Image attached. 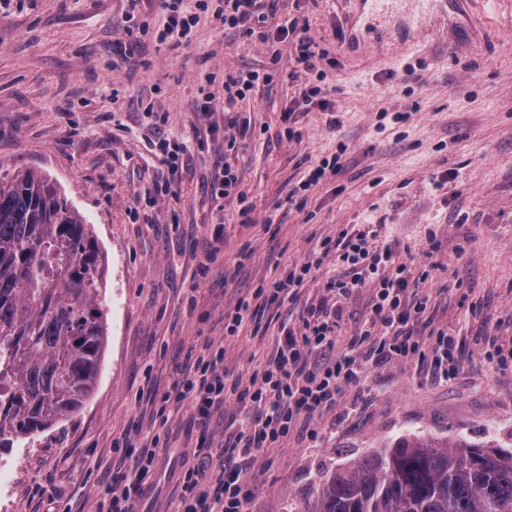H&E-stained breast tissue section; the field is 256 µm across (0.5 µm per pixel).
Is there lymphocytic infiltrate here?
<instances>
[{
	"label": "lymphocytic infiltrate",
	"mask_w": 512,
	"mask_h": 512,
	"mask_svg": "<svg viewBox=\"0 0 512 512\" xmlns=\"http://www.w3.org/2000/svg\"><path fill=\"white\" fill-rule=\"evenodd\" d=\"M185 2L160 0L163 22L156 30L158 42L189 44L197 11L209 9L222 24L241 29L244 35L263 42L270 39L261 0H194L191 9ZM267 79V74L257 71L225 75L228 128L247 133L250 122L241 119L234 107ZM321 246L324 252H335L337 264L347 267L349 273L330 282L329 288L336 296L334 303L310 308L299 326L281 328L273 361L255 375L248 393L251 424L230 437L224 445L225 454L247 461L258 449L275 447L299 423L334 408L345 385L359 380L368 367L382 361L416 357L443 379L454 376L459 368L461 347L457 336L442 329L420 334L417 324L427 302L410 300L409 270L390 246L370 243L366 233L345 229L336 238L324 239ZM365 286L371 289V316L350 336L345 351L337 352L342 301ZM223 365V351L197 355L190 370L164 394V401L190 404L198 423H206L229 393ZM154 463V450H138L132 470L117 471L99 490L98 512H134ZM240 474L239 467H232L214 483L203 470H193L180 485L178 512H210L213 502L221 504L224 512H242L248 492Z\"/></svg>",
	"instance_id": "f902f5d3"
}]
</instances>
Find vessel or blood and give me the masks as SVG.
Listing matches in <instances>:
<instances>
[{"label":"vessel or blood","mask_w":512,"mask_h":512,"mask_svg":"<svg viewBox=\"0 0 512 512\" xmlns=\"http://www.w3.org/2000/svg\"><path fill=\"white\" fill-rule=\"evenodd\" d=\"M438 0H359L365 28L386 29L398 24L405 34L423 36L434 18Z\"/></svg>","instance_id":"vessel-or-blood-1"}]
</instances>
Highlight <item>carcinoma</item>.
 <instances>
[{"mask_svg":"<svg viewBox=\"0 0 512 512\" xmlns=\"http://www.w3.org/2000/svg\"><path fill=\"white\" fill-rule=\"evenodd\" d=\"M105 273L89 225L47 177H0V449L92 395ZM307 512H512V453L401 437L326 475Z\"/></svg>","mask_w":512,"mask_h":512,"instance_id":"1","label":"carcinoma"}]
</instances>
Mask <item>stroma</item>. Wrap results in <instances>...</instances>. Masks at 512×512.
Masks as SVG:
<instances>
[{"instance_id": "1", "label": "stroma", "mask_w": 512, "mask_h": 512, "mask_svg": "<svg viewBox=\"0 0 512 512\" xmlns=\"http://www.w3.org/2000/svg\"><path fill=\"white\" fill-rule=\"evenodd\" d=\"M267 26L305 25L320 75L295 67L299 37L262 43L201 13L190 44L167 47L153 31L158 0H0V176L33 169L91 224L107 260L108 341L83 408L0 452L7 512H97L96 491L129 439H158V463L136 512H174L179 478L205 464L218 477L217 445L236 398L207 425L192 408L163 404L189 350H224V375L246 391L270 361L282 324L299 325L329 301L342 274L320 244L340 230L375 234L427 298L423 320L458 334L454 378L417 360L392 361L347 385L336 408L257 451L245 477V512H306L313 487L334 469L407 435L463 436L512 451V361H488L493 336L512 351V0H473L449 13L448 40L403 44L376 31L340 48L355 0H265ZM270 74L236 110L250 119L228 147L224 110L202 113L205 74L222 96L228 73ZM321 86L328 109L303 100ZM302 134L288 141L287 127ZM186 138L175 195L142 197L168 172L148 149L156 136ZM342 155L340 173L302 188L308 170ZM231 165L239 194L211 190ZM304 206H296L294 197ZM223 233H216V226ZM311 263L294 299L267 304L258 289ZM251 310L234 337L224 314Z\"/></svg>"}]
</instances>
